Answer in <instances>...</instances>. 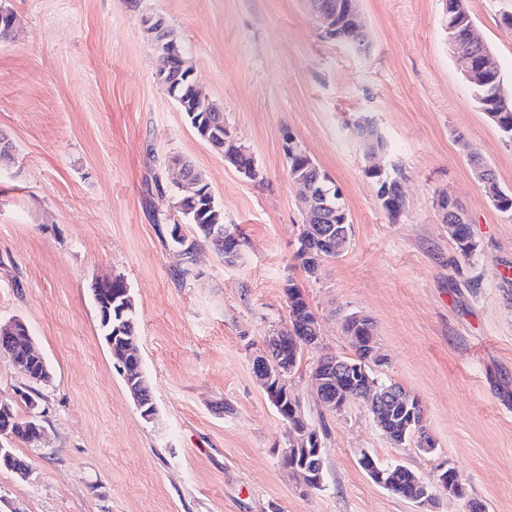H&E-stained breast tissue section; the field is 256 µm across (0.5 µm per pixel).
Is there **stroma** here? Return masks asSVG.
<instances>
[{"label":"stroma","mask_w":512,"mask_h":512,"mask_svg":"<svg viewBox=\"0 0 512 512\" xmlns=\"http://www.w3.org/2000/svg\"><path fill=\"white\" fill-rule=\"evenodd\" d=\"M17 17L0 40V324L21 319L45 359L44 436L12 441L29 472L0 469V512H416L376 485L360 450L423 479L441 464L467 500L435 487V512H512V217L498 211L462 149L470 144L512 192V141L474 102L441 26L444 0H359L370 50L323 38L306 0H0ZM512 90V0H468ZM164 19L253 155L248 179L200 140L156 81L142 20ZM385 142L405 212L390 221L354 123ZM292 134L337 186L353 225L348 250L307 277L294 255L305 218L289 173ZM190 163L244 243L235 262L209 246L189 275L166 239L183 224L174 182ZM471 219L458 252L435 205ZM120 277L138 314L155 404L144 419L103 342L91 283ZM307 294L322 328L290 377L301 410L327 430L322 489L281 462L287 430L257 382L250 344L288 316L284 286ZM375 325L380 377L422 401L436 443L393 445L362 402L334 415L310 371L319 354L353 356L342 324Z\"/></svg>","instance_id":"35a3bbf8"}]
</instances>
